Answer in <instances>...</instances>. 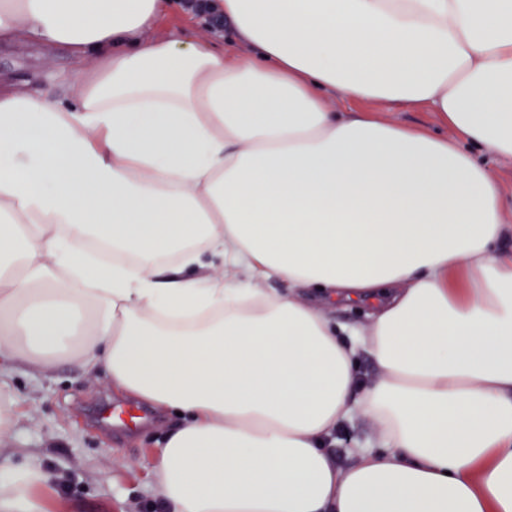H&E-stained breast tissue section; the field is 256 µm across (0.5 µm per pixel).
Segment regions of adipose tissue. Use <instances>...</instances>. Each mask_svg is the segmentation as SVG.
I'll return each instance as SVG.
<instances>
[{
	"label": "adipose tissue",
	"mask_w": 512,
	"mask_h": 512,
	"mask_svg": "<svg viewBox=\"0 0 512 512\" xmlns=\"http://www.w3.org/2000/svg\"><path fill=\"white\" fill-rule=\"evenodd\" d=\"M211 5L233 49L156 35L168 0H0V43L91 62L0 85V373L180 413L160 512H512V0ZM50 481L0 471V512ZM380 115L390 121L402 124L410 128H428L440 135H449L450 130L439 122L433 112L420 109H402L397 112H384L385 108H380ZM373 428L368 420L358 417L351 425H347L336 437V444L330 448L340 466L346 467L352 461L353 448L365 444L372 436Z\"/></svg>",
	"instance_id": "ef3b65f1"
}]
</instances>
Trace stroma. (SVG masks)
<instances>
[{
    "label": "stroma",
    "instance_id": "stroma-1",
    "mask_svg": "<svg viewBox=\"0 0 512 512\" xmlns=\"http://www.w3.org/2000/svg\"><path fill=\"white\" fill-rule=\"evenodd\" d=\"M80 63L31 42L0 45V82L59 96L73 91ZM105 373L63 363L44 372L16 366L7 383L22 413L0 440V469L36 461L53 477L47 512H158L151 450L170 418L112 394Z\"/></svg>",
    "mask_w": 512,
    "mask_h": 512
}]
</instances>
